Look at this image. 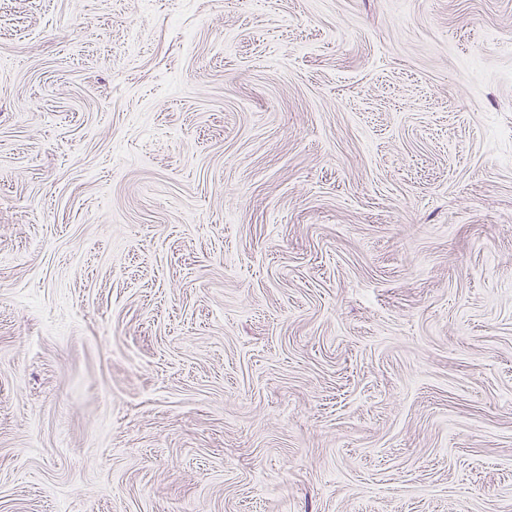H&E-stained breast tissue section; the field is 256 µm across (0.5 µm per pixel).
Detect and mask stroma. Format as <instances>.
I'll return each instance as SVG.
<instances>
[{
  "mask_svg": "<svg viewBox=\"0 0 512 512\" xmlns=\"http://www.w3.org/2000/svg\"><path fill=\"white\" fill-rule=\"evenodd\" d=\"M0 512H512V0H0Z\"/></svg>",
  "mask_w": 512,
  "mask_h": 512,
  "instance_id": "1",
  "label": "stroma"
}]
</instances>
